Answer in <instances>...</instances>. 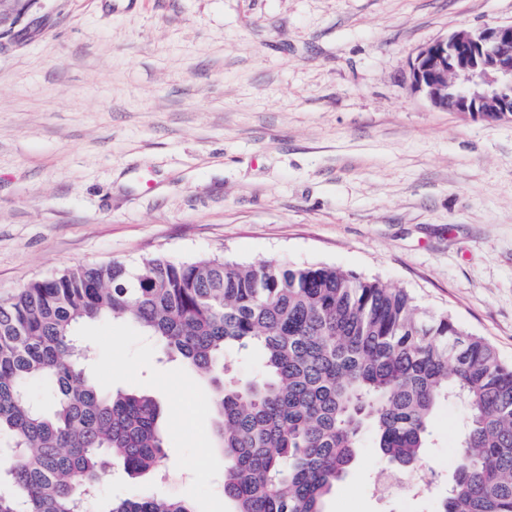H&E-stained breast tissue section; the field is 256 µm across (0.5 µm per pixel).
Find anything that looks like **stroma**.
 Wrapping results in <instances>:
<instances>
[{"instance_id":"1","label":"stroma","mask_w":512,"mask_h":512,"mask_svg":"<svg viewBox=\"0 0 512 512\" xmlns=\"http://www.w3.org/2000/svg\"><path fill=\"white\" fill-rule=\"evenodd\" d=\"M511 23L512 0H34L0 37V300L79 263H322L512 365V120L411 85L423 47ZM81 333L100 382L177 426L142 488L233 512L196 374L135 327ZM465 415L437 410L422 492L378 497L366 447L326 512H437Z\"/></svg>"}]
</instances>
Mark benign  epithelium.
<instances>
[{
	"mask_svg": "<svg viewBox=\"0 0 512 512\" xmlns=\"http://www.w3.org/2000/svg\"><path fill=\"white\" fill-rule=\"evenodd\" d=\"M412 88L438 109L512 118V24L460 30L422 48Z\"/></svg>",
	"mask_w": 512,
	"mask_h": 512,
	"instance_id": "7a95c632",
	"label": "benign epithelium"
}]
</instances>
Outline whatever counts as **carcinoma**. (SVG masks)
Instances as JSON below:
<instances>
[{
  "mask_svg": "<svg viewBox=\"0 0 512 512\" xmlns=\"http://www.w3.org/2000/svg\"><path fill=\"white\" fill-rule=\"evenodd\" d=\"M102 321L198 374L234 512H324L369 437L386 472L420 470L452 401L466 418L439 512H512V365L491 344L376 279L219 256L75 265L0 302V512H194L90 495L115 467L160 470L168 441L155 396L90 375L79 329ZM253 350V376L229 373Z\"/></svg>",
  "mask_w": 512,
  "mask_h": 512,
  "instance_id": "cac0c4a2",
  "label": "carcinoma"
}]
</instances>
